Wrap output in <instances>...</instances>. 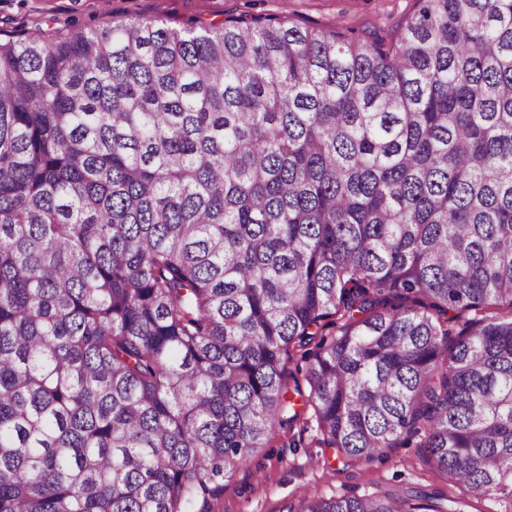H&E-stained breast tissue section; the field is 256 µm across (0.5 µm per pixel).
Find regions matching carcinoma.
<instances>
[{"label":"carcinoma","mask_w":512,"mask_h":512,"mask_svg":"<svg viewBox=\"0 0 512 512\" xmlns=\"http://www.w3.org/2000/svg\"><path fill=\"white\" fill-rule=\"evenodd\" d=\"M504 305L512 0L0 41V512H208L292 390L343 464L512 501Z\"/></svg>","instance_id":"obj_1"}]
</instances>
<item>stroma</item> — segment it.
Here are the masks:
<instances>
[{
	"label": "stroma",
	"mask_w": 512,
	"mask_h": 512,
	"mask_svg": "<svg viewBox=\"0 0 512 512\" xmlns=\"http://www.w3.org/2000/svg\"><path fill=\"white\" fill-rule=\"evenodd\" d=\"M413 0H0V40L37 34L46 38L78 30L105 29L120 21L159 19L181 29L218 24L228 17L287 16L301 27L343 23L359 30L391 28ZM279 431L271 447L224 483L210 512H287L306 496L426 494L440 500H469V493L426 464L421 449L401 446L350 464L319 447L311 428Z\"/></svg>",
	"instance_id": "stroma-1"
}]
</instances>
